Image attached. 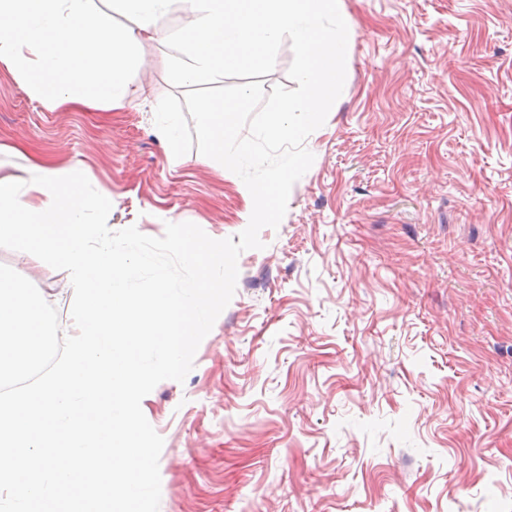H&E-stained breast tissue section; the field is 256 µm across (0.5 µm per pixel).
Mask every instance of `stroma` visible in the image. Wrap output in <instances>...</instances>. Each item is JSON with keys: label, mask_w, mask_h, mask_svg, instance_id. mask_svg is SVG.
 I'll return each mask as SVG.
<instances>
[{"label": "stroma", "mask_w": 512, "mask_h": 512, "mask_svg": "<svg viewBox=\"0 0 512 512\" xmlns=\"http://www.w3.org/2000/svg\"><path fill=\"white\" fill-rule=\"evenodd\" d=\"M353 27L334 112L304 146L263 249L184 382L142 400L164 439L159 512H512V0H342ZM174 4L143 37L117 112L47 109L0 64V169L55 160L112 194L108 226L237 237L243 181L173 163L152 109ZM67 319L64 271L0 248Z\"/></svg>", "instance_id": "obj_1"}]
</instances>
